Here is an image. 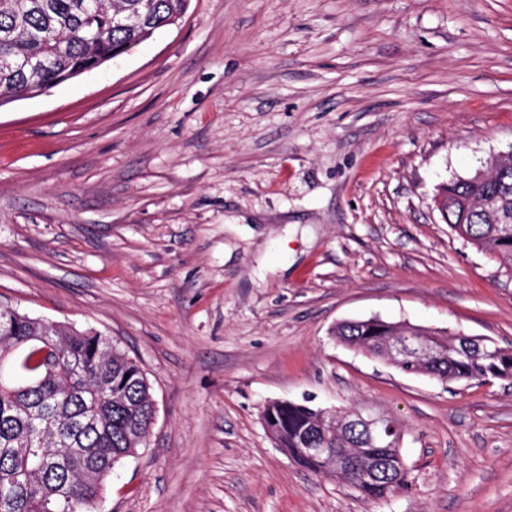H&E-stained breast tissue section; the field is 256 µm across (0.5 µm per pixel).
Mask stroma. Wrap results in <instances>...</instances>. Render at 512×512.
<instances>
[{
    "instance_id": "obj_1",
    "label": "stroma",
    "mask_w": 512,
    "mask_h": 512,
    "mask_svg": "<svg viewBox=\"0 0 512 512\" xmlns=\"http://www.w3.org/2000/svg\"><path fill=\"white\" fill-rule=\"evenodd\" d=\"M512 150V0H190L178 25L0 107V302L147 372L149 442L95 512H512V382L340 344L406 321L512 348V275L439 184ZM397 420L408 484L299 467L272 400ZM407 477L408 471H403L396 486L390 485L388 481L381 478L361 480L358 493L363 498L370 500L384 499L392 495L398 488L404 486L407 483Z\"/></svg>"
}]
</instances>
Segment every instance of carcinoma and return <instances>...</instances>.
I'll list each match as a JSON object with an SVG mask.
<instances>
[{
    "instance_id": "cac0c4a2",
    "label": "carcinoma",
    "mask_w": 512,
    "mask_h": 512,
    "mask_svg": "<svg viewBox=\"0 0 512 512\" xmlns=\"http://www.w3.org/2000/svg\"><path fill=\"white\" fill-rule=\"evenodd\" d=\"M188 0H0V105L49 90L118 48L132 49L178 23ZM497 201L503 223L481 206ZM451 228L512 268V157L492 161L481 180L448 181ZM393 334L386 321L344 322L334 336L364 349ZM441 380L512 377V350L500 357H445L423 368ZM319 408L288 405L280 448H301L320 434ZM154 417L151 383L138 361L111 337L89 328L48 327L0 303V512H93L108 478L145 447ZM362 427L328 437L331 448L361 440ZM360 481L359 494L384 499L407 483Z\"/></svg>"
}]
</instances>
